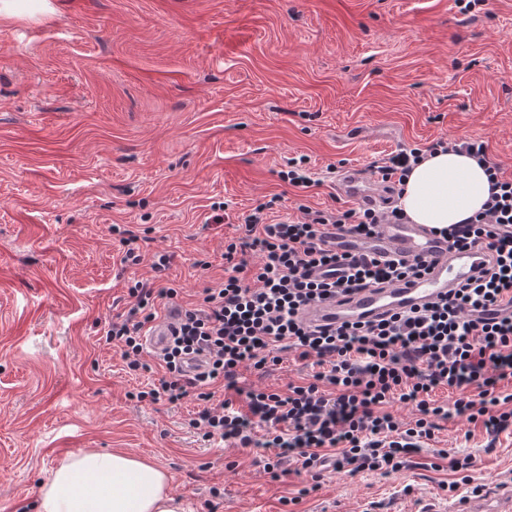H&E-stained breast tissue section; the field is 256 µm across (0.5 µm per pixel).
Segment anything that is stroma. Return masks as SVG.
<instances>
[{
	"label": "stroma",
	"mask_w": 512,
	"mask_h": 512,
	"mask_svg": "<svg viewBox=\"0 0 512 512\" xmlns=\"http://www.w3.org/2000/svg\"><path fill=\"white\" fill-rule=\"evenodd\" d=\"M49 5L0 17V512H36L64 445L150 460L194 512H414L455 478L438 448L471 457L475 484L511 478L512 432L453 417L398 472L272 479L263 450L191 426L195 396L139 400L155 353L129 370L103 334L135 281L189 306L256 206L278 221L352 207L341 171L400 147L480 139L512 178V0ZM299 156L317 185L280 179ZM124 228L139 265L121 262Z\"/></svg>",
	"instance_id": "35a3bbf8"
}]
</instances>
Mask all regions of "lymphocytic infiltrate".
<instances>
[{
  "instance_id": "f902f5d3",
  "label": "lymphocytic infiltrate",
  "mask_w": 512,
  "mask_h": 512,
  "mask_svg": "<svg viewBox=\"0 0 512 512\" xmlns=\"http://www.w3.org/2000/svg\"><path fill=\"white\" fill-rule=\"evenodd\" d=\"M461 150L487 163L491 194L469 223L445 229L451 247L480 246L494 265L473 283L442 300L377 323L317 329L303 315L339 292L421 275L424 261L381 260L339 255L328 249L331 230L368 237L378 225L402 223L397 207L364 204L343 211L303 209L300 219L272 221L260 205L244 219L243 235L224 250V281L205 289L201 301L181 311L164 351L162 374L138 397L178 402L196 395L202 407L192 421L215 447L235 444L272 451L269 469L293 460L323 477L325 464L385 474L399 471L406 455L432 439L442 420L457 416L498 434L512 429V179L488 164L484 141ZM346 266L344 278L316 280V268ZM136 304L110 322L106 343L117 344L130 370L141 367L143 338L158 317L156 298L176 289L135 282ZM493 317H485L487 308ZM311 363V382L287 393L245 388L241 369L262 374L285 354ZM204 357L203 371L187 375L186 358ZM459 391L452 404L434 399L435 389ZM400 402L416 410L400 422L389 410Z\"/></svg>"
}]
</instances>
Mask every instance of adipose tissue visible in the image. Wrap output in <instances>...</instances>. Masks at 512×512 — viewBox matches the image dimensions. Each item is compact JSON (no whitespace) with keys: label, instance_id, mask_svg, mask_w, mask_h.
Here are the masks:
<instances>
[{"label":"adipose tissue","instance_id":"1","mask_svg":"<svg viewBox=\"0 0 512 512\" xmlns=\"http://www.w3.org/2000/svg\"><path fill=\"white\" fill-rule=\"evenodd\" d=\"M490 182L462 151L425 155L404 180L397 201L414 224L445 229L483 211ZM162 467L137 456L89 450L65 459L43 482L38 512H189Z\"/></svg>","mask_w":512,"mask_h":512}]
</instances>
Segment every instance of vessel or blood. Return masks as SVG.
Wrapping results in <instances>:
<instances>
[{
	"mask_svg": "<svg viewBox=\"0 0 512 512\" xmlns=\"http://www.w3.org/2000/svg\"><path fill=\"white\" fill-rule=\"evenodd\" d=\"M341 190L369 205L381 204L384 193L380 179H368L360 170L349 168L339 176ZM335 249L352 254L426 260L428 270L417 278L393 285L357 288L317 303L304 320L314 327L336 328L346 324L378 321L392 314L420 309L453 297L457 288L477 278L493 264L491 253L480 247L459 251L449 247L447 238L422 224H382L373 237L354 239L337 233ZM177 311L155 323L148 344L154 352L167 345L177 321ZM512 508V480L495 482L476 492L444 500L430 512H491V505Z\"/></svg>",
	"mask_w": 512,
	"mask_h": 512,
	"instance_id": "b4317fda",
	"label": "vessel or blood"
}]
</instances>
